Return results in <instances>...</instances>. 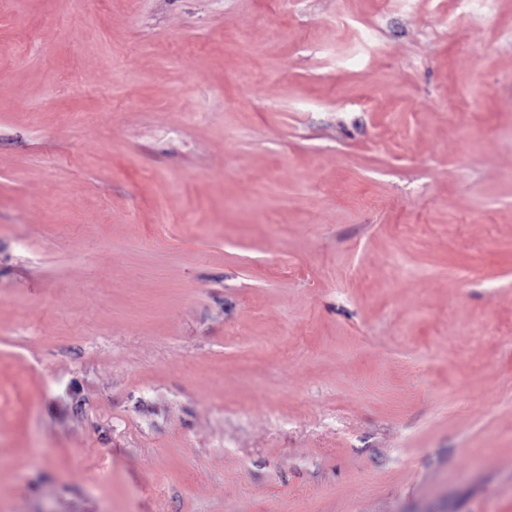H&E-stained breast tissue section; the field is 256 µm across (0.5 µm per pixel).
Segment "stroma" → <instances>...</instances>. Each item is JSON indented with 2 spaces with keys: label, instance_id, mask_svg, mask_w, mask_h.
I'll return each instance as SVG.
<instances>
[{
  "label": "stroma",
  "instance_id": "35a3bbf8",
  "mask_svg": "<svg viewBox=\"0 0 512 512\" xmlns=\"http://www.w3.org/2000/svg\"><path fill=\"white\" fill-rule=\"evenodd\" d=\"M0 512H512V0H0Z\"/></svg>",
  "mask_w": 512,
  "mask_h": 512
}]
</instances>
